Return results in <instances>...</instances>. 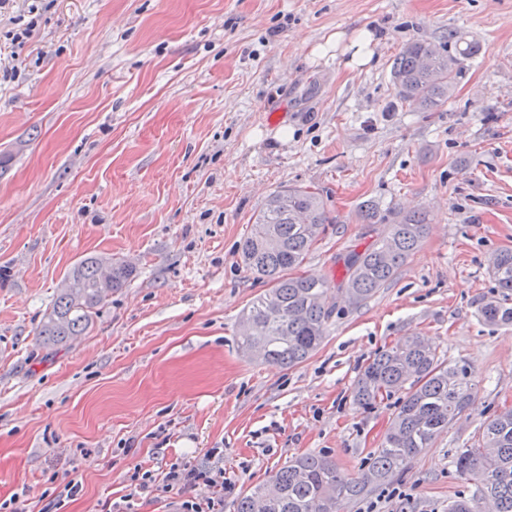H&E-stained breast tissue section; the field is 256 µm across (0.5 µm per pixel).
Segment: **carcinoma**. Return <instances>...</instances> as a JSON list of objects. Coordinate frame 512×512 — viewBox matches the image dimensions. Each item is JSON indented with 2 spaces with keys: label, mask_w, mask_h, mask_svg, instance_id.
<instances>
[{
  "label": "carcinoma",
  "mask_w": 512,
  "mask_h": 512,
  "mask_svg": "<svg viewBox=\"0 0 512 512\" xmlns=\"http://www.w3.org/2000/svg\"><path fill=\"white\" fill-rule=\"evenodd\" d=\"M454 50L426 42L408 43L395 58L392 80L401 103L432 108L448 101L460 73V61L476 46L453 36ZM337 223L319 192L285 185L270 194L250 233L239 242L242 264L270 284L243 311L238 346L266 362L294 367L322 345L332 309L330 288L351 304H361L384 287L428 234L425 211L399 213L384 219L366 210L364 224H389L373 247L344 260L346 274L337 283L296 273L330 224ZM491 274L499 292L483 301L478 316L491 326L512 325V250L494 254ZM102 258L89 256L67 273L72 287L62 289L38 330L43 344L57 345L83 335L93 314L112 291L124 288L136 268L122 260L110 263L111 281L101 286ZM400 393L381 448L368 470L344 474L331 457L309 453L288 461L272 478L239 496L235 512H343L373 487L400 473L408 459L434 440L467 411L473 396L468 364L441 359L438 347L413 335L377 353L353 388L356 402L372 406ZM455 466L477 494L459 496L448 512H512V407L489 419L481 436L456 455Z\"/></svg>",
  "instance_id": "carcinoma-1"
}]
</instances>
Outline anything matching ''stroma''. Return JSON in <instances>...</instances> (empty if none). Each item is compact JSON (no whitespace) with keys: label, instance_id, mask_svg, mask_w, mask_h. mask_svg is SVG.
Returning <instances> with one entry per match:
<instances>
[{"label":"stroma","instance_id":"1","mask_svg":"<svg viewBox=\"0 0 512 512\" xmlns=\"http://www.w3.org/2000/svg\"><path fill=\"white\" fill-rule=\"evenodd\" d=\"M35 23L14 43L10 32ZM374 36L350 67L329 46ZM475 42L448 101L398 105L391 68L415 40ZM0 501L31 512L57 474L83 488L66 512L130 498L180 512L184 493L131 494L129 470L202 467L224 451L238 494L315 452L358 475L396 399L361 407L353 385L378 351L418 333L476 385L463 416L346 512H448L475 488L453 460L512 406V327L477 316L496 295L489 258L512 249V0H0ZM283 185L336 216L306 275L386 232L359 209L426 210L430 231L359 306L332 292L326 337L285 368L237 347L239 314L267 285L237 245ZM89 255L131 282L87 332L44 346L38 327Z\"/></svg>","mask_w":512,"mask_h":512}]
</instances>
